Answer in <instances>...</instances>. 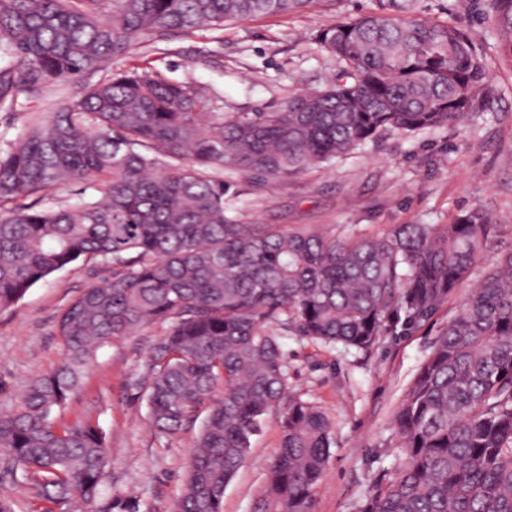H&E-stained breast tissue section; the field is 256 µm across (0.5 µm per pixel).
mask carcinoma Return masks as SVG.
Masks as SVG:
<instances>
[{
  "mask_svg": "<svg viewBox=\"0 0 512 512\" xmlns=\"http://www.w3.org/2000/svg\"><path fill=\"white\" fill-rule=\"evenodd\" d=\"M512 57V0H487ZM319 0H0V109L55 83L57 111L27 112L0 150V311L54 272L88 260L112 277L58 320L64 362L0 415V455L46 512H142L101 493L112 449L99 426L58 421L97 349L162 326L139 379L158 436L205 415L175 512H224L250 438L278 410L281 439L252 512H312L333 426L290 389L281 339L365 354L400 320L431 315L493 243L483 209L449 224L338 235L312 224H256L224 199V171L286 176L330 163L385 132L412 135L466 117L486 88L484 53L418 0H374L315 41L341 62L324 89L270 112L214 111L149 62L112 67L140 43L287 17ZM83 185L74 201L43 205ZM395 473L359 512H512V251L435 339L396 416Z\"/></svg>",
  "mask_w": 512,
  "mask_h": 512,
  "instance_id": "1",
  "label": "carcinoma"
}]
</instances>
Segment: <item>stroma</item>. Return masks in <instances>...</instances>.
<instances>
[{
    "label": "stroma",
    "instance_id": "35a3bbf8",
    "mask_svg": "<svg viewBox=\"0 0 512 512\" xmlns=\"http://www.w3.org/2000/svg\"><path fill=\"white\" fill-rule=\"evenodd\" d=\"M372 6V0H335L288 17L231 22L218 31L137 46L130 61L150 59L167 78L206 92L217 111H270L288 93L321 89L333 79L338 66L315 43L316 32L336 17ZM456 22L482 47L488 66L482 101L462 122L411 136L388 132L361 152L288 177L241 170L224 174L226 200L262 224H322L350 234L375 233L397 224H445L460 211L482 208L499 226L493 254L449 301L415 327L382 337L369 354L284 338L291 388L315 402L333 424L334 448L313 512H358L372 484L402 466L395 417L414 374L492 267L496 252L512 250V60L500 54L485 0L457 13ZM111 274L93 262L69 265L0 314V413L17 409L27 382L62 362L60 314L85 288ZM156 334V328L143 329L99 349L62 418L93 420L105 433L112 450L105 494H133L145 512H168L181 493L195 433L158 437L138 396ZM279 439L277 419L269 417L252 436L224 492V512H251Z\"/></svg>",
    "mask_w": 512,
    "mask_h": 512
}]
</instances>
